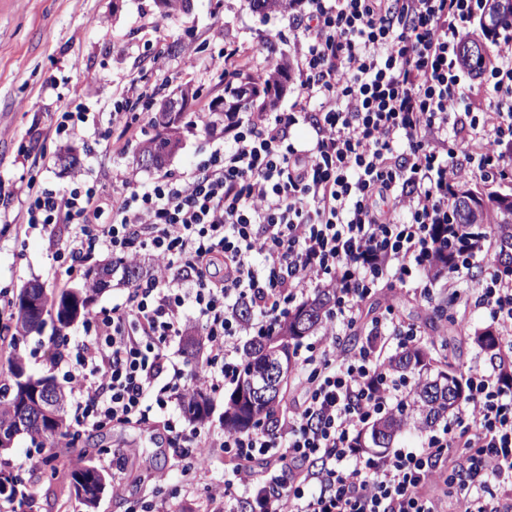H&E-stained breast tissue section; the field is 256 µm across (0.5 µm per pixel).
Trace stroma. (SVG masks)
Wrapping results in <instances>:
<instances>
[{"instance_id": "1", "label": "stroma", "mask_w": 512, "mask_h": 512, "mask_svg": "<svg viewBox=\"0 0 512 512\" xmlns=\"http://www.w3.org/2000/svg\"><path fill=\"white\" fill-rule=\"evenodd\" d=\"M293 34L288 14L262 16L249 0H192L190 13L170 17L161 16L156 0H0V296L16 299L32 280L50 289L68 288L81 282L86 269L81 263L71 272L57 260L69 225H58L51 233L25 225L28 182L64 192L77 181L94 179L102 169L133 186L157 177V168L138 163V139L129 140L122 154L112 152L119 130L112 126L110 112L121 87L134 79L156 88L161 99L185 85L195 90L182 146L166 164L168 170L185 172L224 141L223 132L192 125L203 104L219 103L224 96L226 81L209 67V57L229 43L259 51L271 38L279 39L284 50ZM189 46L199 50V63L191 70L184 67L183 50ZM158 50L163 53L159 65L153 61ZM75 108L84 112L85 121L76 124L74 138L57 137L58 114ZM69 146L80 152L79 170L63 169L57 162L58 153ZM449 297L437 284L427 299L397 284L368 299L364 317H377L385 303H393L399 318L419 325L429 339L438 333L429 321L432 305ZM468 324V331L455 339L454 362L463 372L489 363L473 332L491 327V319L474 308ZM66 334L68 343L61 348L52 344L47 331L21 339L27 370L62 378L51 361L54 355L75 352L82 322H74ZM69 448L72 461L82 449H94V464L122 477L121 491L105 489L95 512H130L131 506L150 500L158 485L167 492L169 512L205 510L180 495L179 465L158 418L84 430ZM116 448H130L134 454L116 460ZM4 458L31 493L25 512H83L66 491L67 476L40 474L42 456L29 438H17Z\"/></svg>"}]
</instances>
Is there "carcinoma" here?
<instances>
[{
  "mask_svg": "<svg viewBox=\"0 0 512 512\" xmlns=\"http://www.w3.org/2000/svg\"><path fill=\"white\" fill-rule=\"evenodd\" d=\"M250 7L264 16L278 14L288 10L289 0H249ZM512 22V13L497 17L486 12L480 19L479 26L483 39L466 38L460 48L458 63L468 72L477 73L486 64L490 51L485 40L496 36L503 26ZM290 77V66L287 60H281L269 73L257 79L248 77L236 86L224 87V99L229 106L238 111L242 105L255 102L263 108H273L279 100V89ZM183 112L176 113L175 123L164 126L155 135L144 141L138 150V159L149 157L154 165L160 166L175 154V148L181 144V122ZM475 199L481 209L479 222L471 218L465 200ZM508 196L497 192H484L463 186L454 194V205L448 217V237L457 245L471 248L481 247V240L486 238L482 226L490 225L495 248L497 265H502L503 245L512 246V211L503 208ZM104 269L112 273H122L120 282L131 283L143 277L144 269L136 262H121L109 260L104 263ZM100 294L97 281L85 279L77 288H63L59 291L47 292L43 302L44 314L55 317L58 330L69 327L77 318L89 315L93 303L90 299ZM333 300V292L322 288L317 296L304 303L288 315L280 323L276 335L267 339L255 340L246 349L245 359L240 367L239 384L224 405V431L228 433H245L251 431L265 419L269 426H274L277 418V408L280 399L267 403H251L243 396V387L251 379L262 375L265 368V347H280L285 352V360L291 361V345L317 330L327 319V312ZM10 329L14 339H19L31 332L28 328L27 313L19 301L11 304ZM474 340L479 348L488 356L493 364L502 366L505 373L512 375V368L505 365L501 356L499 337L492 331L485 330L475 333ZM452 338L445 339L439 358L432 357L431 352L424 346L412 350L398 352L391 356V370L404 376L411 374L416 378L414 398L411 412L427 425L436 424L448 414L460 400L465 398V387L458 367L449 361L446 353ZM25 369L22 356L16 354L7 360L5 370L7 377L0 385V424L11 421L17 414L21 390L16 381L18 373ZM451 382L454 389L453 401H448V391H438L436 382L441 379ZM63 407L59 413L54 428L57 435L66 438L71 435L70 423L67 419L69 391L63 384H56ZM184 414L192 423H202L209 415V401L201 391L189 395L184 404ZM405 415L387 416L376 420L368 430L370 441L376 436L383 435L382 447L387 448L394 437L404 427ZM109 476L96 467L92 460H82L70 472V493L84 507L91 509L96 504L95 492L99 487H107Z\"/></svg>",
  "mask_w": 512,
  "mask_h": 512,
  "instance_id": "obj_1",
  "label": "carcinoma"
}]
</instances>
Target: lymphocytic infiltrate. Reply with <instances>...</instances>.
Wrapping results in <instances>:
<instances>
[{
  "label": "lymphocytic infiltrate",
  "mask_w": 512,
  "mask_h": 512,
  "mask_svg": "<svg viewBox=\"0 0 512 512\" xmlns=\"http://www.w3.org/2000/svg\"><path fill=\"white\" fill-rule=\"evenodd\" d=\"M291 7L288 111L249 113L190 172L113 193L105 224L99 181L29 189L28 224L78 226L59 260L107 249L154 267L124 304L87 318L66 372L73 420L139 424L193 391L237 383L239 338L274 335L299 295L330 286L331 316L302 360L304 398L275 427L217 433L163 415L183 472L207 474L220 449L224 473L205 489L224 512H512V385L501 374L469 369L452 424L421 427L419 447L367 457L364 424L412 398L385 353L421 332L390 313L353 350L339 341L381 285L428 282L454 181L512 178V35L493 43L474 83L457 50L483 0ZM307 116L315 134L300 147L290 132ZM473 304L512 340V279L486 273ZM190 311L210 348L203 362L167 353Z\"/></svg>",
  "instance_id": "obj_1"
}]
</instances>
